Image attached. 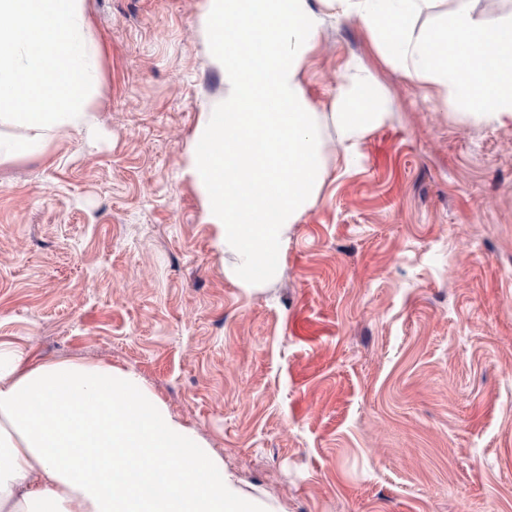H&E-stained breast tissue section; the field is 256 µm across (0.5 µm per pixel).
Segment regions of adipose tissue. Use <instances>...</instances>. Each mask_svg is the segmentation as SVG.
<instances>
[{"instance_id":"adipose-tissue-1","label":"adipose tissue","mask_w":512,"mask_h":512,"mask_svg":"<svg viewBox=\"0 0 512 512\" xmlns=\"http://www.w3.org/2000/svg\"><path fill=\"white\" fill-rule=\"evenodd\" d=\"M377 50L477 121L512 120V23L466 4L412 34L420 0H337ZM85 0H0V163L79 128L101 87ZM332 119L353 144L389 117L370 75L343 81ZM0 512H263L224 461L136 375L44 360L0 341Z\"/></svg>"}]
</instances>
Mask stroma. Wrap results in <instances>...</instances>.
I'll return each mask as SVG.
<instances>
[{
    "mask_svg": "<svg viewBox=\"0 0 512 512\" xmlns=\"http://www.w3.org/2000/svg\"><path fill=\"white\" fill-rule=\"evenodd\" d=\"M325 182L275 283L224 275L187 171L224 74L199 0H85L94 130L0 164V338L136 373L273 512H512V121L479 124L309 0ZM391 114L346 149L356 66Z\"/></svg>",
    "mask_w": 512,
    "mask_h": 512,
    "instance_id": "stroma-1",
    "label": "stroma"
}]
</instances>
